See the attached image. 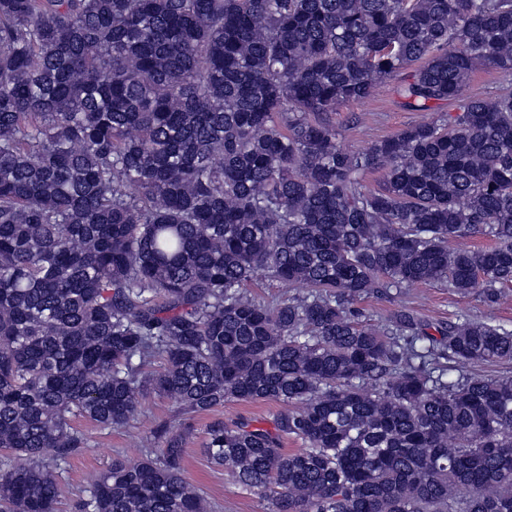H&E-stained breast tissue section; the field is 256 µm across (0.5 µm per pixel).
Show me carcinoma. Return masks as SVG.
<instances>
[{"label":"carcinoma","instance_id":"obj_1","mask_svg":"<svg viewBox=\"0 0 512 512\" xmlns=\"http://www.w3.org/2000/svg\"><path fill=\"white\" fill-rule=\"evenodd\" d=\"M481 67L512 75V0H0V512H54L76 422L148 394L284 405L205 444L269 512H512V375L483 371L512 329L357 307L512 282V89L466 95ZM405 70L406 109L458 112L342 148L328 115ZM155 435L76 512H212ZM251 291L257 298L269 299L272 296L303 294L306 292V288L300 285L288 288V285H283L266 276H257Z\"/></svg>","mask_w":512,"mask_h":512}]
</instances>
